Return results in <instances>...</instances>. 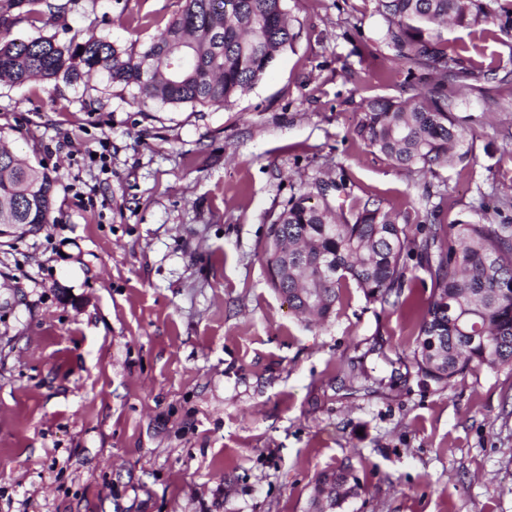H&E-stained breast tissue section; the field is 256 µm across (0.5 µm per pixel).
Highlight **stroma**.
<instances>
[{
	"label": "stroma",
	"instance_id": "stroma-1",
	"mask_svg": "<svg viewBox=\"0 0 512 512\" xmlns=\"http://www.w3.org/2000/svg\"><path fill=\"white\" fill-rule=\"evenodd\" d=\"M184 0H77L13 37L93 29L148 44ZM297 38L228 107L140 109L98 76L0 85V139L58 172L53 221L0 236V512H307L351 463L339 512H512V373L445 384L414 360L431 294L343 290L328 320L269 285L268 230L331 183L448 225L512 224V83L462 90L466 166L406 171L355 133L363 99L405 98L371 0H286ZM446 36L512 70V37ZM360 488V479L350 464L320 473L310 498V512H336Z\"/></svg>",
	"mask_w": 512,
	"mask_h": 512
}]
</instances>
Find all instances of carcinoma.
<instances>
[{
    "instance_id": "1",
    "label": "carcinoma",
    "mask_w": 512,
    "mask_h": 512,
    "mask_svg": "<svg viewBox=\"0 0 512 512\" xmlns=\"http://www.w3.org/2000/svg\"><path fill=\"white\" fill-rule=\"evenodd\" d=\"M74 0H0V84L71 81L97 73L107 84L136 90L140 108L155 104L226 107L262 80L296 37L286 0H185L156 39L140 51L123 48L93 30L56 37H10L14 26L60 18ZM382 19L379 43L408 65V75L431 76L410 98H368L356 135L393 165L429 170L467 161V132L453 116L457 86L482 91L496 78L495 60L464 58L451 48L449 28L493 29L512 36V0H371ZM55 170L22 163L0 142V224L51 223ZM290 199L269 227L264 261L272 287L296 315L328 319L352 283L382 306L400 297L405 256L429 273L432 293L418 321L413 357L436 382L452 381L483 365L512 370V224L470 217L435 224L409 239L410 216L378 200L354 217L336 219L327 192ZM360 479L351 465L320 473L310 512H336L355 495Z\"/></svg>"
}]
</instances>
